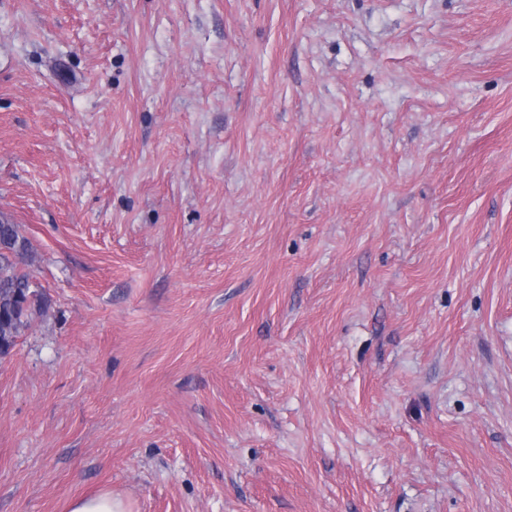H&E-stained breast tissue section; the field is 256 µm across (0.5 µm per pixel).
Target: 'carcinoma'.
<instances>
[{
    "label": "carcinoma",
    "mask_w": 512,
    "mask_h": 512,
    "mask_svg": "<svg viewBox=\"0 0 512 512\" xmlns=\"http://www.w3.org/2000/svg\"><path fill=\"white\" fill-rule=\"evenodd\" d=\"M30 254V243L7 216L0 214V346L14 347L16 338L29 326L41 300L31 276L18 269Z\"/></svg>",
    "instance_id": "obj_1"
}]
</instances>
